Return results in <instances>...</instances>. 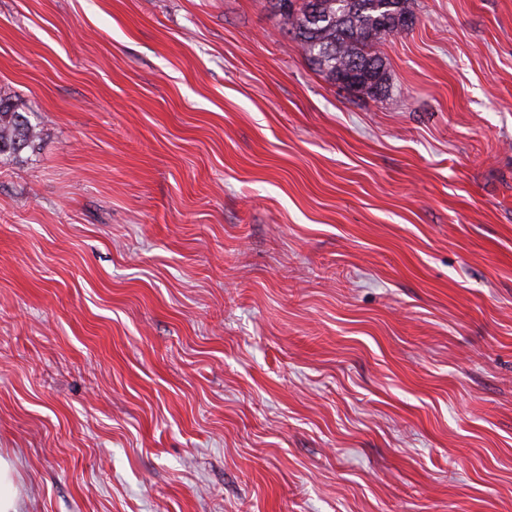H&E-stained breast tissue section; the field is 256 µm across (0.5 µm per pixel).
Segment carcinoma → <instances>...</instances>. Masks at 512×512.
<instances>
[{
	"mask_svg": "<svg viewBox=\"0 0 512 512\" xmlns=\"http://www.w3.org/2000/svg\"><path fill=\"white\" fill-rule=\"evenodd\" d=\"M282 29L329 82L371 99L389 91L381 46L415 22L414 0H271ZM39 124L0 96V161L20 159Z\"/></svg>",
	"mask_w": 512,
	"mask_h": 512,
	"instance_id": "cac0c4a2",
	"label": "carcinoma"
}]
</instances>
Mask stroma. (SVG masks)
Wrapping results in <instances>:
<instances>
[{
  "label": "stroma",
  "mask_w": 512,
  "mask_h": 512,
  "mask_svg": "<svg viewBox=\"0 0 512 512\" xmlns=\"http://www.w3.org/2000/svg\"><path fill=\"white\" fill-rule=\"evenodd\" d=\"M390 90L268 0H0L19 512H512V0H415ZM28 114L0 96V161L22 158V153L33 150L40 140L39 124L32 123Z\"/></svg>",
  "instance_id": "stroma-1"
}]
</instances>
